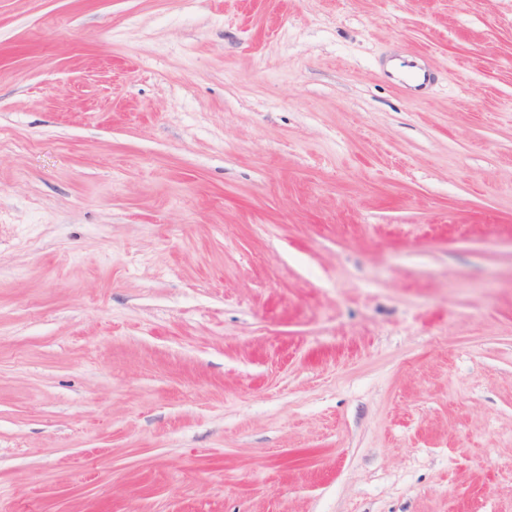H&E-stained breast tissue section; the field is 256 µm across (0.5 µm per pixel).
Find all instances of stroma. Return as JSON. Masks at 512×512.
<instances>
[{
    "mask_svg": "<svg viewBox=\"0 0 512 512\" xmlns=\"http://www.w3.org/2000/svg\"><path fill=\"white\" fill-rule=\"evenodd\" d=\"M0 512H512V0H0Z\"/></svg>",
    "mask_w": 512,
    "mask_h": 512,
    "instance_id": "35a3bbf8",
    "label": "stroma"
}]
</instances>
